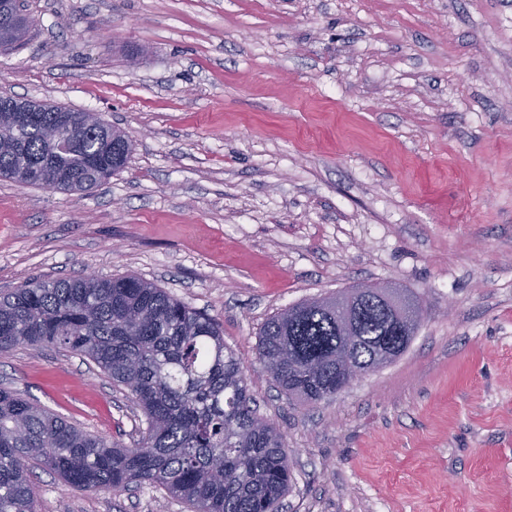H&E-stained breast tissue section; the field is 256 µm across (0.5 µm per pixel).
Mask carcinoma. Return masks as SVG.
<instances>
[{"instance_id": "1", "label": "carcinoma", "mask_w": 512, "mask_h": 512, "mask_svg": "<svg viewBox=\"0 0 512 512\" xmlns=\"http://www.w3.org/2000/svg\"><path fill=\"white\" fill-rule=\"evenodd\" d=\"M58 110L0 112L1 179L30 185L25 170L36 167L71 192L70 179L90 189L125 167L131 140L90 112H68L82 131L56 149L71 134ZM418 327H400L364 300L349 339L311 299L267 319L257 359L288 399L316 404L336 396L342 351L352 368L374 371L380 348L404 353ZM47 346L93 361L127 391L146 427L124 446L0 388V512H36L34 468L82 492L159 487L191 512H278L291 481L284 436L259 414L215 318L133 275L36 281L1 295L0 352Z\"/></svg>"}]
</instances>
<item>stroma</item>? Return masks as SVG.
<instances>
[{"label": "stroma", "instance_id": "obj_1", "mask_svg": "<svg viewBox=\"0 0 512 512\" xmlns=\"http://www.w3.org/2000/svg\"><path fill=\"white\" fill-rule=\"evenodd\" d=\"M0 96L133 143L83 192L0 179V293L137 275L216 318L284 435L280 512H512V0H28ZM359 283L420 298L407 351L312 406L257 360L272 315ZM0 388L132 445L89 359L0 354ZM36 512H189L34 469Z\"/></svg>", "mask_w": 512, "mask_h": 512}]
</instances>
